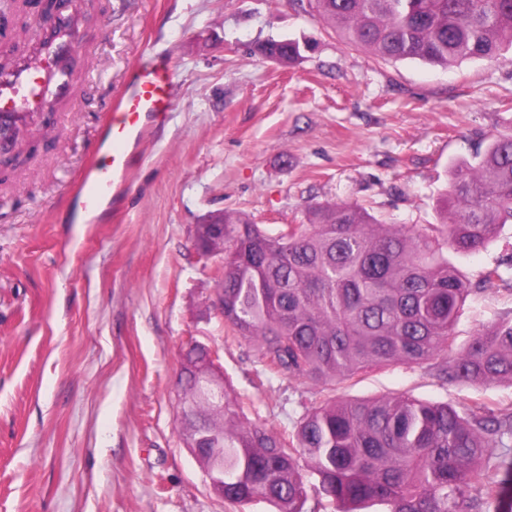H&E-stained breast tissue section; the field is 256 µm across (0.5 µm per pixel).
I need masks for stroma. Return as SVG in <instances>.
Returning <instances> with one entry per match:
<instances>
[{"mask_svg":"<svg viewBox=\"0 0 512 512\" xmlns=\"http://www.w3.org/2000/svg\"><path fill=\"white\" fill-rule=\"evenodd\" d=\"M87 30L91 92L0 186V512H232L178 432L188 341L216 349L237 390L254 376L212 306L196 225L217 213L304 224L338 200L386 224L439 223L452 164L512 135V62L385 61L303 0H101ZM288 38L296 61L261 54ZM154 62L172 69L173 108L145 130L129 179L84 213L66 196L107 104ZM510 253L512 223L454 263L473 281ZM509 310L512 288L471 296L458 343ZM315 391L273 380L259 414L291 429ZM391 393L512 401L507 384L442 385L405 366L347 390Z\"/></svg>","mask_w":512,"mask_h":512,"instance_id":"obj_1","label":"stroma"}]
</instances>
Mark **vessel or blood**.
<instances>
[{"label":"vessel or blood","mask_w":512,"mask_h":512,"mask_svg":"<svg viewBox=\"0 0 512 512\" xmlns=\"http://www.w3.org/2000/svg\"><path fill=\"white\" fill-rule=\"evenodd\" d=\"M91 0H60L34 12L31 53L0 68V156L15 152L14 137L41 135L47 116L66 120L77 109L89 78L76 65L88 48L85 19ZM172 74L166 67L139 68L103 129L109 157L91 168L82 185V204L94 211L111 189L114 176L127 170L131 147L144 124L172 108Z\"/></svg>","instance_id":"1"}]
</instances>
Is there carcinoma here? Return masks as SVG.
I'll use <instances>...</instances> for the list:
<instances>
[{"label":"carcinoma","mask_w":512,"mask_h":512,"mask_svg":"<svg viewBox=\"0 0 512 512\" xmlns=\"http://www.w3.org/2000/svg\"><path fill=\"white\" fill-rule=\"evenodd\" d=\"M347 44L388 61L448 67L498 62L512 51V0H308ZM267 55L288 62L293 40ZM512 223V137H496L451 173L439 224H383L364 207L315 206L307 224L265 229L224 214V328L246 342L263 378L311 382L289 436L251 420L253 402L224 379V407L193 368L209 348L182 353L178 421L183 444L224 465L238 510L307 512L313 498L335 512L380 502L389 512H498L512 488V403L459 408L406 393L351 399L345 385L370 371L418 367L442 384L512 386V312L456 343L475 292L498 289L501 265L477 283L449 258L486 247ZM317 476V481L310 476Z\"/></svg>","instance_id":"obj_1"}]
</instances>
